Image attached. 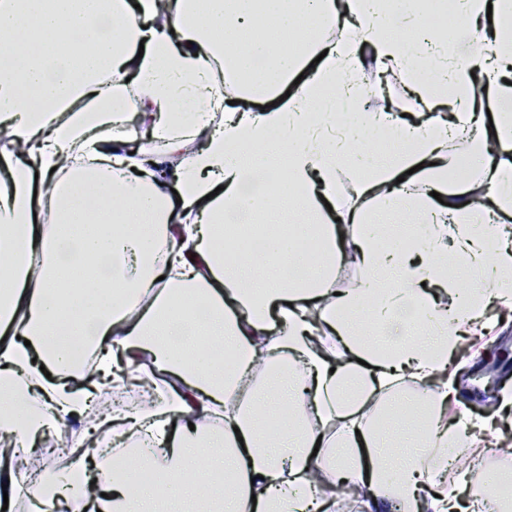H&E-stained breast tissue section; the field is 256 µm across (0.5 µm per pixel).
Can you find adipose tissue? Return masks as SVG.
Returning a JSON list of instances; mask_svg holds the SVG:
<instances>
[{
	"label": "adipose tissue",
	"mask_w": 512,
	"mask_h": 512,
	"mask_svg": "<svg viewBox=\"0 0 512 512\" xmlns=\"http://www.w3.org/2000/svg\"><path fill=\"white\" fill-rule=\"evenodd\" d=\"M471 22L491 11L494 30L468 45L392 38L435 0H0V395L25 401L0 410V439L20 449L82 420L104 385L154 387L150 409H112L105 431L119 454L80 460L25 486L34 505L62 512H327L312 479L366 488L368 512H474L444 481L448 460L476 437L465 417L446 421L456 397L444 381L461 329L493 300L512 299V247L495 215L512 214V85H499L497 118L484 128L469 101L472 68L512 62V0H452ZM341 42L295 37L299 16ZM276 19L267 28V19ZM95 26L91 47L74 36ZM372 33L378 68L397 66L421 98L429 71L450 65L449 114L404 124L355 113L352 136L409 141L390 158L351 163L347 141L323 135L333 89L369 99L359 33ZM311 77L277 108L229 105L214 62L267 95L312 54ZM263 66H256V59ZM134 113L140 128L118 118ZM149 137L152 148L139 147ZM479 163L472 188L451 204L448 172L462 155ZM179 157L175 184L158 171ZM419 168L418 192L407 172ZM289 195L273 194L279 179ZM355 183L352 200L337 190ZM107 197H100V190ZM250 206L267 241L262 261L228 255L222 224ZM411 211L416 245L394 216ZM296 215L288 234L276 223ZM355 225L341 236L340 225ZM364 273L336 291V263ZM460 257L479 277L449 278ZM315 259L305 279L284 271ZM205 318H198V311ZM80 336L47 339L52 324ZM225 345L218 354L215 344ZM94 352L92 373L75 367ZM417 387L403 428L375 418V398L404 382ZM334 434L337 454L315 452ZM171 477L165 495L135 485L130 458Z\"/></svg>",
	"instance_id": "adipose-tissue-1"
}]
</instances>
